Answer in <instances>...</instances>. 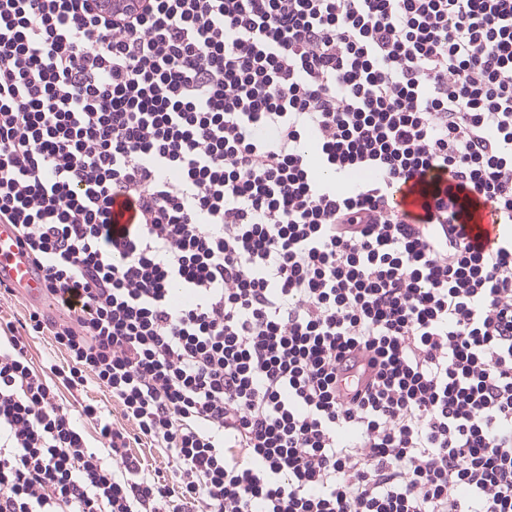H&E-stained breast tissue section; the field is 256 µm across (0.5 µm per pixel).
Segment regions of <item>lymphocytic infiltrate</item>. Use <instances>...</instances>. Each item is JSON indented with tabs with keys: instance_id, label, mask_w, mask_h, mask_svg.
<instances>
[{
	"instance_id": "obj_1",
	"label": "lymphocytic infiltrate",
	"mask_w": 512,
	"mask_h": 512,
	"mask_svg": "<svg viewBox=\"0 0 512 512\" xmlns=\"http://www.w3.org/2000/svg\"><path fill=\"white\" fill-rule=\"evenodd\" d=\"M480 205L512 218V0H0V224L62 306L0 331V512H512ZM28 357L37 370H47L51 363H63V355L52 346L50 336H38L29 340ZM74 396L72 395V393L70 391H68L67 389L65 388H60L59 390V396L60 398L63 400L64 403H75V398H77L80 402H81V399L82 400H85L87 402H93V403H98V404H101V405H107L109 408H112L113 406V402H112V399L110 398V394L108 393V391L105 389V388H99V387H96V386H88V388L85 389V391L81 394H76L74 393ZM130 452L137 456L145 468V473L151 477L164 478L168 481L171 479L173 470V460L166 450L162 448L160 443H150L143 440L140 444H131Z\"/></svg>"
}]
</instances>
